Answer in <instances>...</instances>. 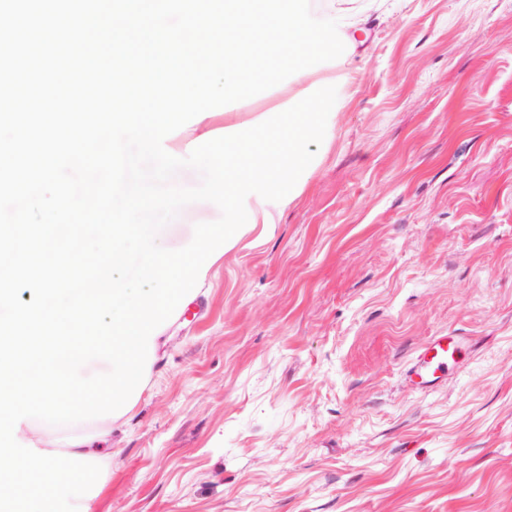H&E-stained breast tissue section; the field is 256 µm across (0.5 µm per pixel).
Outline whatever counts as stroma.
Segmentation results:
<instances>
[{"instance_id": "35a3bbf8", "label": "stroma", "mask_w": 512, "mask_h": 512, "mask_svg": "<svg viewBox=\"0 0 512 512\" xmlns=\"http://www.w3.org/2000/svg\"><path fill=\"white\" fill-rule=\"evenodd\" d=\"M359 19L316 170L165 328L94 512H512V0ZM446 332L465 366L410 390ZM469 348L463 336H433L407 363L404 370L406 384L412 390L430 392L447 383L448 376L462 369Z\"/></svg>"}]
</instances>
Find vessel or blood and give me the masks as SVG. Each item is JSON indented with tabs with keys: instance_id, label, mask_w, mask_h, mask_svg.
Instances as JSON below:
<instances>
[{
	"instance_id": "obj_1",
	"label": "vessel or blood",
	"mask_w": 512,
	"mask_h": 512,
	"mask_svg": "<svg viewBox=\"0 0 512 512\" xmlns=\"http://www.w3.org/2000/svg\"><path fill=\"white\" fill-rule=\"evenodd\" d=\"M467 350L464 337L445 334L432 337L407 363L404 370L406 384L418 392L434 390L462 369Z\"/></svg>"
}]
</instances>
